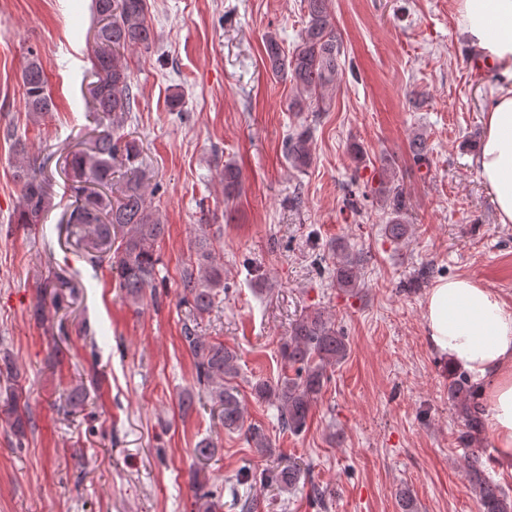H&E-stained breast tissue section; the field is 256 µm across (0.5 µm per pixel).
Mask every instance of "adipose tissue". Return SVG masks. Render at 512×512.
<instances>
[{
  "label": "adipose tissue",
  "instance_id": "obj_1",
  "mask_svg": "<svg viewBox=\"0 0 512 512\" xmlns=\"http://www.w3.org/2000/svg\"><path fill=\"white\" fill-rule=\"evenodd\" d=\"M456 28L497 80L472 162L494 198L499 223L512 224V0H456ZM423 309L429 345L472 377L493 451L511 466L512 301L458 276L439 279Z\"/></svg>",
  "mask_w": 512,
  "mask_h": 512
}]
</instances>
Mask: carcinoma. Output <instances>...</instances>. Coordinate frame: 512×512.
<instances>
[{"instance_id": "obj_1", "label": "carcinoma", "mask_w": 512, "mask_h": 512, "mask_svg": "<svg viewBox=\"0 0 512 512\" xmlns=\"http://www.w3.org/2000/svg\"><path fill=\"white\" fill-rule=\"evenodd\" d=\"M308 21L298 45L287 55L276 36H266V56L271 73L287 77L294 96L289 110L302 112L316 104L325 109V92L336 82L341 56L330 14L328 0H303ZM98 19L92 74L95 81L88 87V108L98 119L85 151L71 153L64 169L70 180L74 201L66 212L67 237L90 256V262H106L115 270L118 288L125 300L134 304L143 300L146 289L155 287L160 270L158 243L165 235L166 225L159 213L147 201L148 188L137 175L142 166V145L124 125L138 106V93L133 91L129 53L148 50L155 42V33L148 21V0H93ZM23 87L30 114L40 117L53 108L47 79L35 57L24 68ZM310 130L296 126L286 141V157L291 166L302 171L312 162L309 147ZM122 167L129 177L117 198H112L114 169ZM16 177L21 188L17 223L30 230L40 223L52 203L50 179L44 165L28 156L25 147L16 153ZM383 198L389 202L384 232L399 240L408 233L405 218L406 197L393 184L387 168H382ZM240 188V172L231 163L224 164V197L231 198ZM358 260L344 258L336 265V285L353 289L359 286ZM181 285L184 301L196 317L212 310L224 294V265L213 256L205 234L195 243V258L184 270ZM183 339L196 369L199 390L204 392L217 411L220 424L227 430L244 425V410L236 387L229 381L238 376V356L224 344L196 333L184 324ZM347 345L336 333L332 323L318 312L297 320L288 339L282 345V357L290 366H298L295 378L284 377L275 386L265 381L253 385L255 394L263 399L278 401L279 420L283 429L297 434L308 421L313 404L321 395L327 379V367L345 358ZM451 397L460 402L467 431L481 426L479 409L470 405L472 391L462 380L449 387ZM6 413L15 437V446L24 444L31 426L28 406H20L17 398L10 400ZM468 481L479 491L481 512H512V500L486 476L481 454L472 456L465 470ZM301 468L288 465L263 480L273 481L283 488L296 484ZM197 512H218L219 503L212 490L198 487L195 494Z\"/></svg>"}]
</instances>
